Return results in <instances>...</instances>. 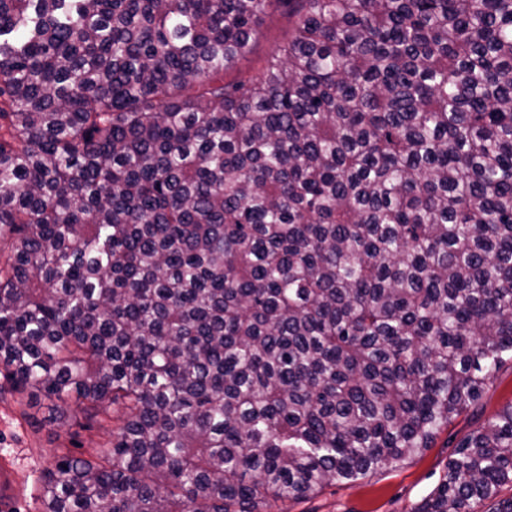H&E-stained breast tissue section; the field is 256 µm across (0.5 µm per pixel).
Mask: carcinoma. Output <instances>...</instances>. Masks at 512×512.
<instances>
[{
	"instance_id": "obj_1",
	"label": "carcinoma",
	"mask_w": 512,
	"mask_h": 512,
	"mask_svg": "<svg viewBox=\"0 0 512 512\" xmlns=\"http://www.w3.org/2000/svg\"><path fill=\"white\" fill-rule=\"evenodd\" d=\"M506 368L512 0H0V369L118 420L43 512H264L463 414L414 512H512ZM287 31L288 17L278 10L270 11L265 17L253 52L239 61L237 69L244 73L255 74L261 61L270 54L275 44ZM512 401V369H506L500 374L496 388L489 391L484 399L485 416L501 410Z\"/></svg>"
}]
</instances>
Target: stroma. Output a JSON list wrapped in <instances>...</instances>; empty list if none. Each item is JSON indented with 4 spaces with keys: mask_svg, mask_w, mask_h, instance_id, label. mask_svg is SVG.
<instances>
[{
    "mask_svg": "<svg viewBox=\"0 0 512 512\" xmlns=\"http://www.w3.org/2000/svg\"><path fill=\"white\" fill-rule=\"evenodd\" d=\"M287 30V16L270 11L252 53L239 61V71L256 73ZM62 409L64 421L47 422L46 409L28 405L0 376V473L7 476L0 488V512H42L41 489L56 449L84 455L111 438L115 419L100 426L86 420L73 403L63 404ZM469 426L468 417L460 416L439 435L433 448L397 467L330 484L299 503L270 502L266 512H413L443 473L451 452L449 436L462 435Z\"/></svg>",
    "mask_w": 512,
    "mask_h": 512,
    "instance_id": "1",
    "label": "stroma"
}]
</instances>
